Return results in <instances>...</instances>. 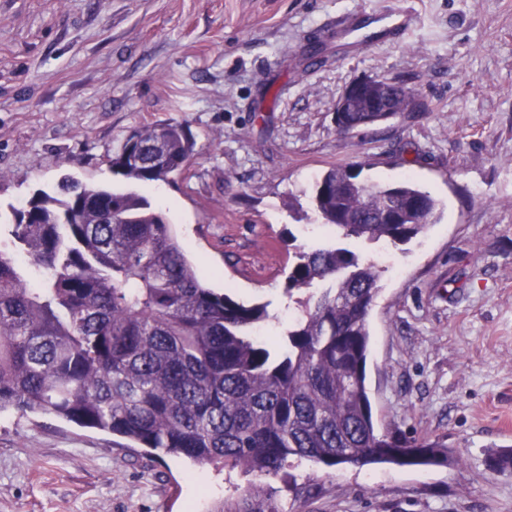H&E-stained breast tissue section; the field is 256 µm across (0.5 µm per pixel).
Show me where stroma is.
Listing matches in <instances>:
<instances>
[{
    "instance_id": "1",
    "label": "stroma",
    "mask_w": 512,
    "mask_h": 512,
    "mask_svg": "<svg viewBox=\"0 0 512 512\" xmlns=\"http://www.w3.org/2000/svg\"><path fill=\"white\" fill-rule=\"evenodd\" d=\"M412 8L403 40L371 23ZM417 106L341 133L363 77ZM176 120L187 168L140 186L209 288L287 321L297 248L335 244L297 202L365 163L441 202L412 241L364 244L381 266L367 375L379 425L448 446L428 468L312 463L275 478L156 456L51 414L0 415V512H214L256 488L278 512H512V0H0V223L70 174L113 182L134 129Z\"/></svg>"
}]
</instances>
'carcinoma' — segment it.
Returning <instances> with one entry per match:
<instances>
[{
  "mask_svg": "<svg viewBox=\"0 0 512 512\" xmlns=\"http://www.w3.org/2000/svg\"><path fill=\"white\" fill-rule=\"evenodd\" d=\"M414 102L405 82L381 78L336 126H372ZM194 154L184 124L144 126L111 159L127 188L65 178L58 194L12 210L11 247L0 248V414L52 413L259 478L304 461L448 460L447 445L374 418L367 318L380 272L347 246L409 241L437 221L440 202L408 177L373 183L357 165L321 174L312 203L336 244L299 253L285 288L294 313L262 336L267 305L208 288L170 224L131 189L167 181ZM18 255L48 276L26 279ZM488 467L512 470V448L492 452Z\"/></svg>",
  "mask_w": 512,
  "mask_h": 512,
  "instance_id": "cac0c4a2",
  "label": "carcinoma"
}]
</instances>
